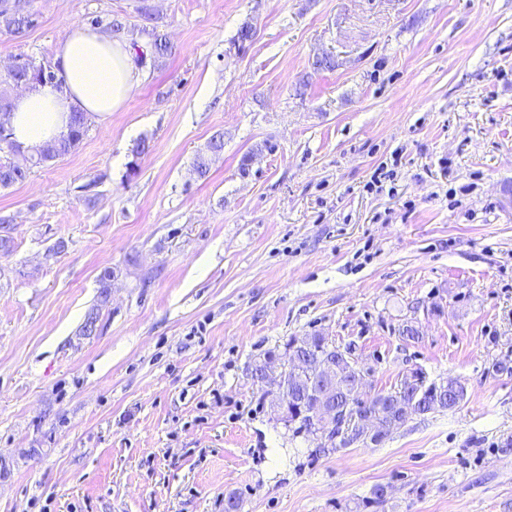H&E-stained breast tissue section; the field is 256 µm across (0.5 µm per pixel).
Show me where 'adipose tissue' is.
Returning <instances> with one entry per match:
<instances>
[{"label": "adipose tissue", "mask_w": 512, "mask_h": 512, "mask_svg": "<svg viewBox=\"0 0 512 512\" xmlns=\"http://www.w3.org/2000/svg\"><path fill=\"white\" fill-rule=\"evenodd\" d=\"M56 58L62 87L39 86L13 101V138L30 152L65 134L71 113L108 118L141 83L131 44L91 27H73L58 43Z\"/></svg>", "instance_id": "1"}]
</instances>
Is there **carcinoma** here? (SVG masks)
<instances>
[{"label":"carcinoma","mask_w":512,"mask_h":512,"mask_svg":"<svg viewBox=\"0 0 512 512\" xmlns=\"http://www.w3.org/2000/svg\"><path fill=\"white\" fill-rule=\"evenodd\" d=\"M34 20L19 13L17 6L8 0H0V26L14 34L32 27ZM151 41L146 48L150 60L157 62L171 52V46L165 35L157 28L149 32ZM88 130V118L82 112H74L70 116L69 128L58 141L35 153H28L16 146L13 141L0 142V185L8 187L25 179L32 167L63 158L74 151L83 140ZM296 356L302 361V370L294 378L292 386L293 404L288 409L284 422L296 425L297 432H309L304 413L312 402L318 399L317 389L313 381L318 366L334 355L328 338L319 334L306 337V343H298L294 337L284 344V352L270 349L264 353L263 359L287 358ZM336 401L339 417L337 422L345 423L347 430L355 427L352 422L353 412L373 416L384 436L407 422L409 416L402 412L400 403L413 401L416 404L414 413L428 414L436 411L453 409L467 395V389L456 378L436 383L426 381L422 369H417L404 376L400 384L391 391L379 392L371 401L365 403L356 396L354 382L345 369H340V377L331 392Z\"/></svg>","instance_id":"1"}]
</instances>
